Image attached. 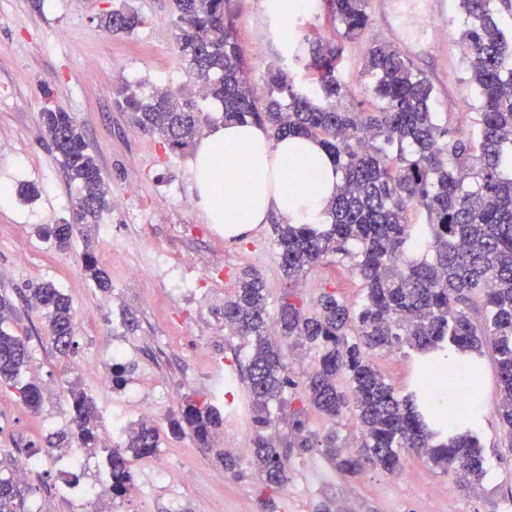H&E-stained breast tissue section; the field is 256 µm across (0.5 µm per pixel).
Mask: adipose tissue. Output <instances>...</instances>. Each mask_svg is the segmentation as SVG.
<instances>
[{"instance_id": "ef3b65f1", "label": "adipose tissue", "mask_w": 512, "mask_h": 512, "mask_svg": "<svg viewBox=\"0 0 512 512\" xmlns=\"http://www.w3.org/2000/svg\"><path fill=\"white\" fill-rule=\"evenodd\" d=\"M194 169L201 205L226 238H243L278 216L318 224L340 180L332 158L306 138L272 140L257 124L227 123L198 144Z\"/></svg>"}]
</instances>
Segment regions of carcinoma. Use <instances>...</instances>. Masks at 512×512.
<instances>
[{"label":"carcinoma","mask_w":512,"mask_h":512,"mask_svg":"<svg viewBox=\"0 0 512 512\" xmlns=\"http://www.w3.org/2000/svg\"><path fill=\"white\" fill-rule=\"evenodd\" d=\"M173 4L185 69L222 106L224 121L265 125L275 140L314 139L341 175L336 196L325 208L327 223L274 225L283 275L296 279L335 258L350 262L363 288L356 304L345 302L336 289L324 288L310 306L290 290L272 313L265 281L256 269L245 268L234 293L215 308L224 325L249 347L244 370L254 432L250 467L266 491L262 512H275L276 495L288 482L291 455L313 450L350 478L368 468L396 474L406 451L453 474L461 487L480 485L486 458L477 435L479 364L448 366V413L468 424L465 432L448 437L433 429L437 421L428 408L417 406L434 387L432 368L420 366L414 394L400 398L374 356L403 345L420 352L450 348L463 354L487 348L497 373L496 412L512 436V67H506L512 63V38L498 20L501 14L512 16V0H458L465 15L459 43L469 64L468 83L480 100L469 130L449 128L442 113L432 110V83L389 44H374L366 55L379 102L370 111L337 106L347 93L336 77L345 45L307 35L289 45V59L305 61L311 84L297 88L291 71L274 65L267 69L259 97L248 83V65L231 27L224 24V0ZM325 4L344 40H357L367 31L369 0ZM143 23L139 12L125 3L101 19V26L114 34H130ZM139 88L126 82L117 108L134 126L158 136L163 147L174 153L184 150L200 130V113L163 88L146 99ZM42 121L77 196L71 219L41 225L37 232L67 250L74 236L87 239L98 228L111 207V187L70 112L48 109ZM413 208L425 211L426 223L412 222ZM83 269L101 292L111 291V281L87 252ZM23 298L44 312L57 353L73 354L76 317L69 296L46 281L24 289ZM477 300L483 308L479 322L471 308ZM16 309L12 297L1 293L0 389L14 390L36 414L42 406L41 387L23 379L29 347L6 327ZM299 348L314 351L315 357L301 393L287 398L286 388L297 386L288 375V358ZM69 403L72 427L45 437L43 450L29 443L28 457L64 442L89 453L99 449L93 399L72 386ZM308 410L324 418V431L310 427ZM285 411L290 436L281 447L265 432ZM348 413L355 423L352 446L337 429ZM223 425L205 394L188 398L168 419L170 434L189 433L203 445ZM159 441V430L141 423L125 441L102 449L112 499H122L130 490V460L154 456ZM0 512H30L24 490L2 475Z\"/></svg>","instance_id":"1"}]
</instances>
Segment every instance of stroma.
Returning a JSON list of instances; mask_svg holds the SVG:
<instances>
[{
  "label": "stroma",
  "instance_id": "obj_1",
  "mask_svg": "<svg viewBox=\"0 0 512 512\" xmlns=\"http://www.w3.org/2000/svg\"><path fill=\"white\" fill-rule=\"evenodd\" d=\"M121 0H0V267L9 266L16 240L30 246L27 264L8 277H0V290L14 291L29 283L52 281L70 297L76 315V350L71 358L59 357L48 338L41 311L20 309L16 333L27 336L30 362L26 377L38 381L43 391L40 414H31L10 389L0 390V452L10 453L23 438L41 441L55 430L66 429L72 412L68 388L76 385L93 396L100 426H107L115 411L129 406L97 396L90 374L75 362L94 366L106 363L113 341L131 354L132 374L142 392L157 383L167 385L169 401L157 426L161 445L156 459L166 469L165 479L146 490L131 488L119 505L89 502L62 492V476L54 462H46L40 476L26 486L28 506L37 512H260V485L252 479H233L224 471L219 451L230 442L252 440L250 428L234 426L237 414L247 411L248 393L235 366L241 340L225 330L215 308L232 292L235 276L244 267L262 275L271 303H278L287 286L302 299L314 300L322 288L336 289L347 301H357L361 283L348 264L332 262L314 268L290 282L281 273L273 245L271 225L261 227L262 246L250 240L217 243L173 232L177 224H209L198 202L194 149L164 153L159 140L130 125L116 108L122 79L139 80L141 93L150 96L167 84L208 116L210 128L223 123L219 104L197 96L175 46L172 0H133L144 23L132 34H105L100 18ZM230 21L241 55L256 84H263L267 68L286 55L287 38L315 32L340 41L336 23L320 9L295 12L280 23L284 38L270 36L266 0H228ZM460 20L458 5H451L442 25L445 36L419 45L414 67L434 85L435 111L446 113L451 128L462 125V113H474L478 99L466 83L464 56L456 43ZM391 35L371 23L363 37L345 44L338 79L348 88L343 101L351 110L370 109L374 77L364 68L372 43H391ZM62 107L74 116L112 188V208L105 212L91 241L75 239L61 252L40 239L36 227L57 224L70 214L72 198L65 173L55 153L43 139L41 114ZM25 184L38 186L36 198L17 193ZM134 199H125L128 187ZM178 191L180 205H172L164 189ZM149 223H141V212ZM166 247L177 264L200 280L197 299L171 294L162 270L154 267L151 253ZM91 251L97 265L112 282L111 293L96 289L85 276L81 256ZM224 259V279L208 275L215 256ZM136 263L146 274L148 288L122 284L123 268ZM480 397L486 403L479 434L488 461V474L479 492L461 491L453 476L431 469L424 459L409 455L401 472L391 475L369 469L354 479L337 473L318 452L295 458L288 472V493L278 497V512H317L329 504L332 512H424L434 504L437 512H507L512 505V439L505 435L496 414L498 383L491 354L480 358ZM417 355L404 348L377 358L376 363L397 394L408 392L414 381ZM234 376L235 396L219 408L226 421L211 443L201 447L190 435L173 437L167 421L188 397L206 392L207 380L216 374ZM193 469V483H182L180 471Z\"/></svg>",
  "mask_w": 512,
  "mask_h": 512
}]
</instances>
